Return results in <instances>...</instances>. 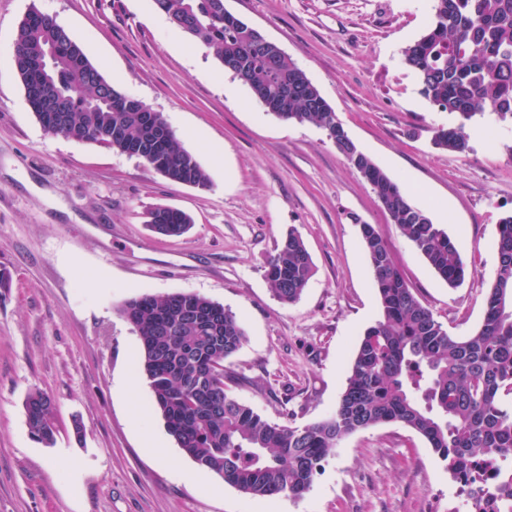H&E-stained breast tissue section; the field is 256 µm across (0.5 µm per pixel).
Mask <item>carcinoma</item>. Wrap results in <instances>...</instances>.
<instances>
[{
  "instance_id": "cac0c4a2",
  "label": "carcinoma",
  "mask_w": 512,
  "mask_h": 512,
  "mask_svg": "<svg viewBox=\"0 0 512 512\" xmlns=\"http://www.w3.org/2000/svg\"><path fill=\"white\" fill-rule=\"evenodd\" d=\"M428 29L402 49V61L418 79L429 103L456 117L454 127L434 131L433 144L460 152L476 117L489 112L512 120V0H433ZM167 18L186 23L199 41L249 87L272 102L270 113L321 129L333 139L336 113L306 73L257 39V32L224 9V0H154ZM55 47L44 69L35 67L46 44ZM14 70L43 128L54 135L100 142L125 153L138 143L153 148L155 132L140 113L117 107L125 96L84 53L74 35L53 18L30 10L19 24ZM53 82L68 102L64 120L54 123L38 109L42 82ZM338 150L368 184L395 224L448 287L472 273L455 242L428 212L415 206L399 185L352 140ZM170 181L205 188L209 178L175 132L145 157ZM192 218L168 213L158 233L184 234ZM360 242L380 302L381 317L367 327L351 356L336 409L303 426L263 419L224 384V360L242 345L236 315L197 294L145 295L126 300L121 314L140 342L138 364L154 404L182 452L224 484L251 497L288 494L311 487L329 449L348 436L397 422L423 437L456 481L474 462L512 455V212L498 222V264L482 324L456 337L417 298L396 268L380 230L360 225ZM313 275L302 238L290 232L268 262L266 277L282 303L299 299ZM46 393L25 401L30 436L44 445L55 438Z\"/></svg>"
}]
</instances>
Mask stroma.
<instances>
[{
	"instance_id": "1",
	"label": "stroma",
	"mask_w": 512,
	"mask_h": 512,
	"mask_svg": "<svg viewBox=\"0 0 512 512\" xmlns=\"http://www.w3.org/2000/svg\"><path fill=\"white\" fill-rule=\"evenodd\" d=\"M433 0H224L303 69L349 136L455 240L475 272L451 288L315 126L270 114L153 0H0V72L13 69L30 8L75 33L89 60L159 112L210 177L169 181L140 159L46 132L17 78L0 79V512H448L456 483L424 438L399 423L330 449L299 497L252 498L183 454L137 368L122 304L194 293L238 318L245 339L225 384L267 421L329 415L348 362L380 317L360 224L378 227L400 273L455 336L481 324L512 211V123L488 114L461 152L436 149L453 115L419 93L401 50ZM166 205L194 221L168 238L145 223ZM296 231L313 275L279 302L267 262ZM54 400L55 442L32 440L24 401ZM82 433H75V426Z\"/></svg>"
}]
</instances>
